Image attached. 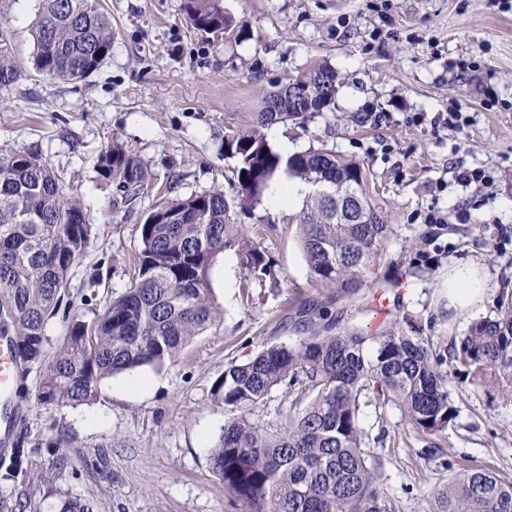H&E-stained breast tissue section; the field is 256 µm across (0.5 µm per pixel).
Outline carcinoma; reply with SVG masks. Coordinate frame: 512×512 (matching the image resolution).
Instances as JSON below:
<instances>
[{
  "label": "carcinoma",
  "instance_id": "cac0c4a2",
  "mask_svg": "<svg viewBox=\"0 0 512 512\" xmlns=\"http://www.w3.org/2000/svg\"><path fill=\"white\" fill-rule=\"evenodd\" d=\"M33 24L36 73L82 80L109 56L115 33L100 0H38ZM16 0H0V88L21 77L7 28ZM192 25L227 31L234 19L220 0H185ZM340 73L316 62L267 92L245 123L224 134V156L235 161L238 196L223 189L167 198L140 227L134 283L93 322L73 316L52 357L45 327L71 311L69 274L92 240L81 202L63 176L33 153H0V334L13 339L21 367H40L38 400L87 404L103 380L135 369L160 368L221 317L211 285L218 257L233 251L245 281L277 283L275 265L243 226L236 209L259 205L281 172L316 187L294 221L318 295L289 319L298 343L264 347L232 364L214 386L228 415L211 454L212 472L242 512H400L385 488L383 464L367 450L362 407L394 405L421 435L448 430L457 416L449 376L463 373L484 388L512 389V291L500 293L496 317L474 321L447 345L432 326L405 315L375 332L338 326V315L364 288L380 295L399 287L374 278L392 232L384 190L370 168L324 146L283 157L264 129L303 124L334 104ZM99 177L131 204L152 176L131 150L114 144L97 160ZM358 198L355 223L336 213V200ZM288 411L276 421L252 418L276 390ZM40 445L70 447L58 430ZM430 512H512V472L460 468L438 491Z\"/></svg>",
  "mask_w": 512,
  "mask_h": 512
}]
</instances>
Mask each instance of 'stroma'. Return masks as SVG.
Instances as JSON below:
<instances>
[{
    "label": "stroma",
    "instance_id": "stroma-1",
    "mask_svg": "<svg viewBox=\"0 0 512 512\" xmlns=\"http://www.w3.org/2000/svg\"><path fill=\"white\" fill-rule=\"evenodd\" d=\"M184 0H101L116 36L99 68L80 81L50 80L30 65L37 0H17L10 22L21 79L0 89V153L28 152L63 171L95 226L86 256L70 276L85 319L132 285L140 226L163 200L222 187L238 190L224 131L244 123L280 78L322 59L343 83L335 103L306 127L279 131L294 151L321 142L364 162L385 189L393 227L378 273L400 280L391 316L431 321L436 336H459L472 319L448 313V267L484 266L491 290L479 317L494 315L512 284V0H221L236 26L198 31ZM463 125H448L449 113ZM119 142L133 150L155 185L117 204L96 163ZM481 169L490 187L456 176ZM447 216L438 238L421 245L424 216ZM466 220H459V212ZM291 210L270 201L235 221L258 236L278 271L276 285L243 286L234 252L211 271L219 323L196 336L174 362L137 370L148 389L131 395L127 374L105 379L96 399L71 406L38 400L39 368L26 374L23 413L12 436L34 445L50 428L73 439L57 455L33 453L21 474L0 455V512H59L63 501H90L95 512H238L210 466L226 414L214 383L229 364L264 346L295 344L285 317L316 296ZM433 263L413 277L419 248ZM451 427L422 436L400 409L366 407L372 454L402 512H428L450 465L512 470V392L485 391L457 378Z\"/></svg>",
    "mask_w": 512,
    "mask_h": 512
}]
</instances>
